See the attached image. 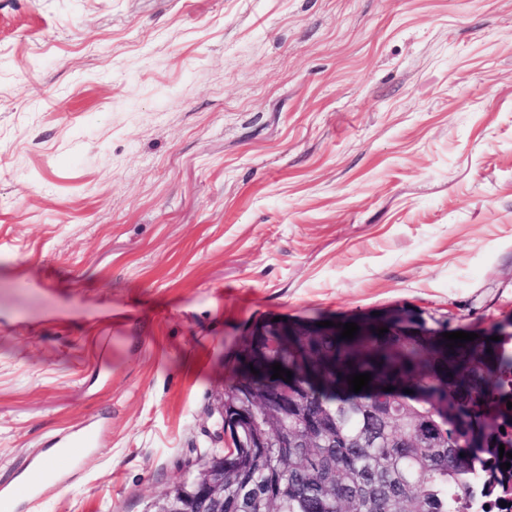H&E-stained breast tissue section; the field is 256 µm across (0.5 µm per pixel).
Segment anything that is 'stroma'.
Instances as JSON below:
<instances>
[{"instance_id": "stroma-1", "label": "stroma", "mask_w": 512, "mask_h": 512, "mask_svg": "<svg viewBox=\"0 0 512 512\" xmlns=\"http://www.w3.org/2000/svg\"><path fill=\"white\" fill-rule=\"evenodd\" d=\"M512 312V0H0V484L149 512L261 320ZM96 443L97 438L95 433L89 430L78 436L57 438L55 444H58L60 448H53V451L56 452L58 450L62 454L71 456L73 463L78 464L80 454L88 452L91 448H95Z\"/></svg>"}]
</instances>
